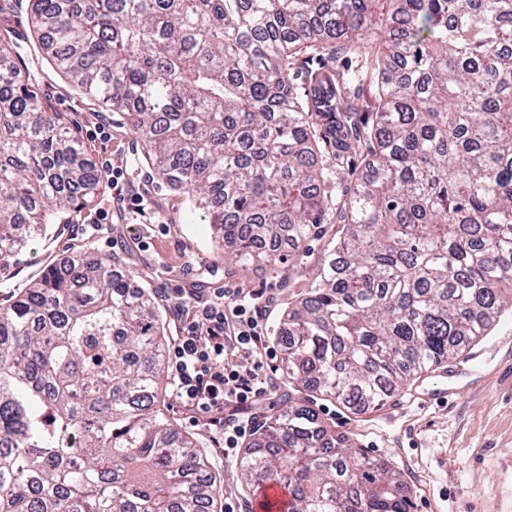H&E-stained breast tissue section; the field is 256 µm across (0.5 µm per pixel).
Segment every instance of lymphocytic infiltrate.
<instances>
[{
    "label": "lymphocytic infiltrate",
    "instance_id": "lymphocytic-infiltrate-1",
    "mask_svg": "<svg viewBox=\"0 0 512 512\" xmlns=\"http://www.w3.org/2000/svg\"><path fill=\"white\" fill-rule=\"evenodd\" d=\"M168 372L186 406L203 411L233 458L240 440L251 433V409L266 394L269 348L263 340V312L246 294H215L202 301L179 296ZM238 354L227 363L225 352Z\"/></svg>",
    "mask_w": 512,
    "mask_h": 512
}]
</instances>
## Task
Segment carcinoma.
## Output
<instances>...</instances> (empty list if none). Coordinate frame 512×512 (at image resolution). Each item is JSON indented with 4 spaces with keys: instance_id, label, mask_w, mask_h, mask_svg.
I'll return each mask as SVG.
<instances>
[{
    "instance_id": "cac0c4a2",
    "label": "carcinoma",
    "mask_w": 512,
    "mask_h": 512,
    "mask_svg": "<svg viewBox=\"0 0 512 512\" xmlns=\"http://www.w3.org/2000/svg\"><path fill=\"white\" fill-rule=\"evenodd\" d=\"M372 2L29 0L28 31L0 30V266L105 184L37 75L17 80L25 44L235 245L228 272L346 225L277 327L288 409L238 463L246 487L287 491L286 512H409L401 474L329 429L318 401L379 409L512 309V0H389L385 20ZM348 54L353 72L336 65ZM363 74L375 112L352 92ZM333 171L353 177L341 197ZM165 343L152 297L112 263L76 256L14 285L0 512H215L207 456L157 411Z\"/></svg>"
}]
</instances>
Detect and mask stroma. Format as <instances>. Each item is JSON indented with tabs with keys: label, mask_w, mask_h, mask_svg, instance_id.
<instances>
[{
	"label": "stroma",
	"mask_w": 512,
	"mask_h": 512,
	"mask_svg": "<svg viewBox=\"0 0 512 512\" xmlns=\"http://www.w3.org/2000/svg\"><path fill=\"white\" fill-rule=\"evenodd\" d=\"M39 93L63 113L71 137L95 166L109 161L123 167L125 192L122 208L103 195L50 248L34 243L24 259L47 252L58 262L76 254L114 261L154 296L169 324L175 312L166 297L178 289L202 297L222 291L262 295L265 341L273 345L284 308L305 296L342 225L324 224L306 256L227 273L213 225L191 214L186 197L163 181L144 180L147 167L127 126L99 112L53 71L42 76ZM475 347L482 355L467 370L453 377L444 367L425 373L381 409L350 412L333 400L320 405L329 427L404 475L410 512H512V314L504 313ZM160 407L181 433L201 440L223 479L218 512H254L255 496L242 487L236 460L217 452L206 414L183 407L167 377Z\"/></svg>",
	"instance_id": "obj_1"
}]
</instances>
